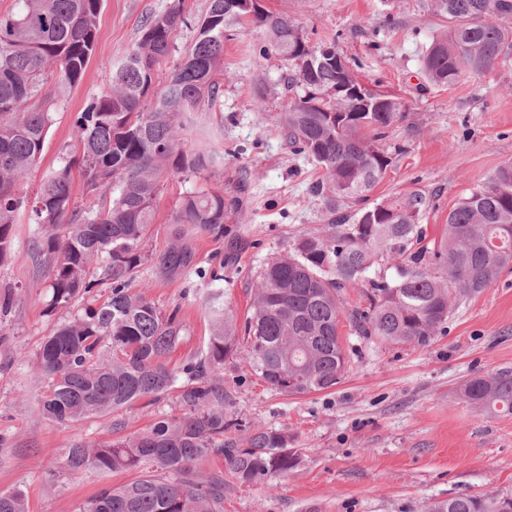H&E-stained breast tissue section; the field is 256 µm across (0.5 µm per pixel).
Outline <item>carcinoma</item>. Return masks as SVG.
I'll return each mask as SVG.
<instances>
[{"instance_id":"cac0c4a2","label":"carcinoma","mask_w":512,"mask_h":512,"mask_svg":"<svg viewBox=\"0 0 512 512\" xmlns=\"http://www.w3.org/2000/svg\"><path fill=\"white\" fill-rule=\"evenodd\" d=\"M17 2V10L0 15V265L12 251L15 216L29 205L42 227L30 258L49 274L47 310L109 287L106 301L59 325L40 348L36 365L50 385L39 411L65 423L171 390L183 408L181 416L161 417L131 436L69 449L70 471L140 473L103 485L78 512H224V476L201 471L202 462L222 457L239 484L254 486L288 474L299 461L287 433L224 411L230 393L214 375L227 360H244L259 380L290 396L329 390L348 363L339 331L347 289L362 288L365 300L348 315L354 335L424 346L457 302L512 269V163L459 199L438 238L423 224L438 194L412 189L369 201L393 163L375 142L405 116L406 103L386 94L384 111H361L357 100L336 92V40L308 52L288 14L248 10L241 0H208L195 38L160 87L159 66L176 50L174 35L186 18L180 0L147 17L135 47L112 66L109 89L75 118L79 148L28 203L20 181L39 162L52 123L51 105L38 99L41 85L49 75L62 86L81 82L95 52L102 0ZM424 7L448 21L420 60L429 83L451 85L512 58V0H424ZM247 28L263 34L259 54L288 62L293 96L280 113L281 128L292 154L324 171L310 191L323 201L327 231L300 233L264 263L243 324L224 306V289H211L206 353L174 372L164 359L186 335L179 308L160 309L132 292L131 282L144 265L166 282L193 274L220 282L225 264L246 248L224 239L236 200L194 187L171 215V245L150 253L143 241L170 176L189 182L222 165L206 144L190 152L184 141L200 135V113L220 110L224 40ZM75 168L86 193L107 195L106 203H73ZM198 233L225 240L224 253L206 269L198 266ZM459 394L480 411L512 413V367L465 379ZM232 429L247 433L248 447L225 437ZM509 499L508 491L458 495L424 512H503ZM0 512H28L24 490L0 491Z\"/></svg>"}]
</instances>
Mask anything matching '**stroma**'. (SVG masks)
<instances>
[{"instance_id": "obj_1", "label": "stroma", "mask_w": 512, "mask_h": 512, "mask_svg": "<svg viewBox=\"0 0 512 512\" xmlns=\"http://www.w3.org/2000/svg\"><path fill=\"white\" fill-rule=\"evenodd\" d=\"M172 0H103L97 47L83 80L42 88L54 99V122L39 163L20 183L35 197L42 181L74 149V117L109 84L110 63L125 57L142 22ZM288 13L312 44L334 37L339 50L359 64V79L375 90L402 97L408 109L380 145L394 158L371 192L378 199L399 191H438L425 222L442 229L458 198L512 163V63L497 71L467 75L437 87L420 71V58L447 24L421 0H262ZM259 31L238 33L224 43V102L205 112L201 125L224 151V167L210 188L238 191L240 205L226 223L229 235L251 241L236 266L225 269L224 304L245 318L263 263L284 251L299 232L325 229L323 205L310 191L319 171L293 155L278 126L288 99L287 64L262 57L254 46ZM263 90L262 109L253 106ZM185 189L172 176L156 202L155 220L144 241L159 251L171 242L170 216ZM34 226L20 210L10 259L0 265V291L15 289L10 313L0 318V490L22 488L29 512H77L105 483L128 482L129 474L72 472L64 462L78 444L112 441L145 429L159 416H178L174 394L153 404L138 401L116 416L61 424L43 417L39 405L48 381L35 365L46 336L85 306L46 310V270L32 265ZM161 308L180 307L186 335L170 354L179 369L206 348L211 317L203 303L209 289L197 276L164 282L144 268L133 281ZM349 363L335 388L300 396L271 389L243 361L224 367L232 416L288 434L299 463L272 486H243L224 479V512H423L425 505L458 494L512 490V414H489L463 401L458 386L467 377L512 367V270L484 292L455 307L428 345H392L359 339L342 329ZM122 420L115 430L114 420Z\"/></svg>"}]
</instances>
